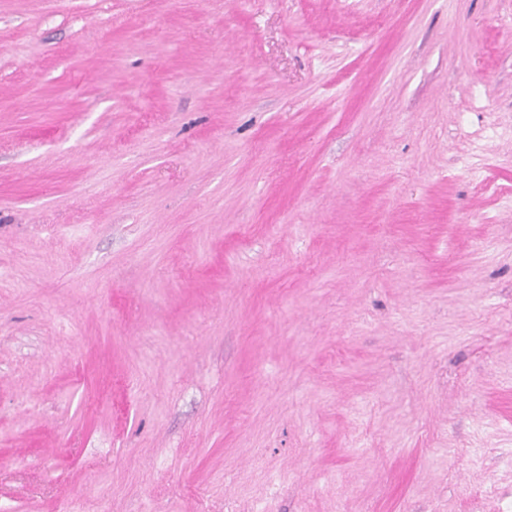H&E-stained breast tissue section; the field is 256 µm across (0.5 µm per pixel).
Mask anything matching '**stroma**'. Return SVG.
<instances>
[{
    "label": "stroma",
    "instance_id": "obj_1",
    "mask_svg": "<svg viewBox=\"0 0 512 512\" xmlns=\"http://www.w3.org/2000/svg\"><path fill=\"white\" fill-rule=\"evenodd\" d=\"M0 512H512V0H0Z\"/></svg>",
    "mask_w": 512,
    "mask_h": 512
}]
</instances>
